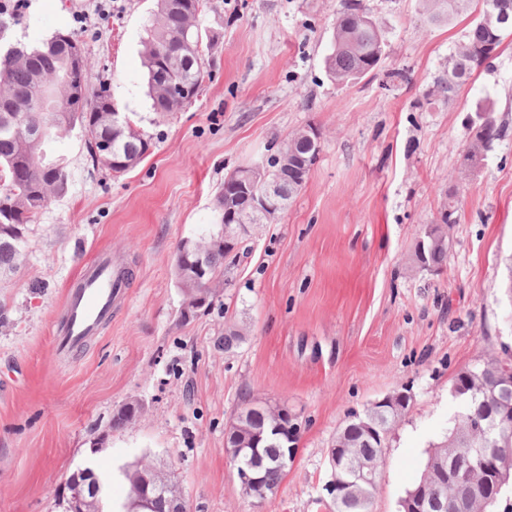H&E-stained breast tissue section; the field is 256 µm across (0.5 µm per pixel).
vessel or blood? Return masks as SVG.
<instances>
[{"label": "vessel or blood", "instance_id": "vessel-or-blood-1", "mask_svg": "<svg viewBox=\"0 0 512 512\" xmlns=\"http://www.w3.org/2000/svg\"><path fill=\"white\" fill-rule=\"evenodd\" d=\"M114 293L111 264L106 258L84 266L65 294V325L56 332L57 349H78L94 336L112 311Z\"/></svg>", "mask_w": 512, "mask_h": 512}]
</instances>
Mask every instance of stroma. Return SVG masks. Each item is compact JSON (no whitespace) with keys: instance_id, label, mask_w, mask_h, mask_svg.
<instances>
[{"instance_id":"35a3bbf8","label":"stroma","mask_w":512,"mask_h":512,"mask_svg":"<svg viewBox=\"0 0 512 512\" xmlns=\"http://www.w3.org/2000/svg\"><path fill=\"white\" fill-rule=\"evenodd\" d=\"M210 3L201 93L165 120L145 96L141 55L156 0H116L104 19L95 0H25L0 17V44L37 45L88 12V80L107 82L153 142L117 177L93 164L81 131L48 145L69 190L29 224L17 269L0 273V512H63L67 480L86 465L107 512H120V470L137 460L170 475L189 512H333L324 486L337 432L407 385L413 400L386 442L371 507L399 512L458 411L455 375L512 357V35L454 99L428 94L483 0L449 22L430 21L421 0H364L386 55L376 75L347 85L324 67L343 0ZM485 96L509 134L465 177L466 116ZM308 125L323 148L303 189L272 223L249 225L213 301L183 314L178 243L217 230L227 173ZM449 191L448 262L411 271L417 236ZM102 248L129 279L98 336L57 351L64 291ZM228 325L244 331L229 351ZM245 392L302 421L294 463L260 503L242 495L224 451ZM133 399L141 415L111 430Z\"/></svg>"}]
</instances>
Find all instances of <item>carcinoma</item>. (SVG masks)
I'll list each match as a JSON object with an SVG mask.
<instances>
[{
  "label": "carcinoma",
  "instance_id": "carcinoma-1",
  "mask_svg": "<svg viewBox=\"0 0 512 512\" xmlns=\"http://www.w3.org/2000/svg\"><path fill=\"white\" fill-rule=\"evenodd\" d=\"M425 12L433 22L451 19L467 8L470 0H423ZM486 8L496 14V22L475 24L463 35L455 51L448 57V71L437 79L434 93L444 99H452L459 87L472 75L474 69L491 59L500 47L504 36L512 30V0H484ZM206 0H158V9L144 41L142 58L146 69L147 96L152 110L162 119L181 111L176 101L169 98L163 85L170 77L169 68L178 70L179 79L186 92L195 97L205 77V64L198 56L205 54L204 46L193 49L192 40L201 41V34L185 35L184 26L191 17L200 20ZM81 42L73 35L57 32L42 44L25 49V59L16 60L0 56V270H13L22 255L26 239L27 224L47 204L68 190L69 174L64 163L50 160L46 154V143L54 135L68 133L80 127L87 136L86 144L92 160L120 176L123 171L112 168V157L102 152L100 141L112 145V149L130 160L128 169H133L147 156L152 146L149 139L136 125L124 131L112 129V113L115 112L112 96L106 84L92 89L82 81V76L72 72L69 55L73 45ZM385 36L382 26L363 4V0H348L335 20L334 42L325 58L328 77L339 84H348L356 79L372 75L385 56ZM50 83L58 91V99L73 97V106L64 112L36 110L32 104L40 97L44 84ZM312 126L302 128L289 136L291 145L288 154L280 157L277 167L285 179L283 187L286 199L296 196L308 175L307 158L315 157L311 143L305 134ZM506 128L496 120H486L475 125V133L467 150L471 154L462 156L469 161L477 158V151L490 150L495 142L504 138ZM247 168H238L224 177L225 188L217 195L219 211H224V197H230L236 213L249 210L245 191L234 187ZM458 215L453 194L443 203L439 223L430 227V235H421L416 242L412 262L424 261L440 271L448 261V233L442 225L457 223ZM186 260L181 269V280L185 287L196 294L209 291L218 276L224 273V238L219 232H211L198 239L185 240ZM203 258L204 272L197 271L198 258ZM501 362L493 359L477 363L459 371L454 386L464 385L467 374L475 373L478 392L471 398H457V418L441 443L455 446L466 452V435L469 417L476 416L484 408L488 389L499 388ZM238 414L245 415V426L271 422L269 410L254 402L253 396H241ZM404 415L392 408L378 410L366 408L363 419L373 423L379 432H390L394 424ZM288 436L265 433L259 447L243 448L240 464L257 465L264 476L269 491H274L287 467L275 461L279 451L297 443L298 434L291 424H285ZM336 439L345 440L351 448L352 461L349 469L355 468L359 459L371 460L376 468L385 463V444H374L351 419L336 433ZM376 483H354L350 495L334 504V512H371ZM448 499L457 512H470L471 500L468 487L457 484L448 487Z\"/></svg>",
  "mask_w": 512,
  "mask_h": 512
}]
</instances>
